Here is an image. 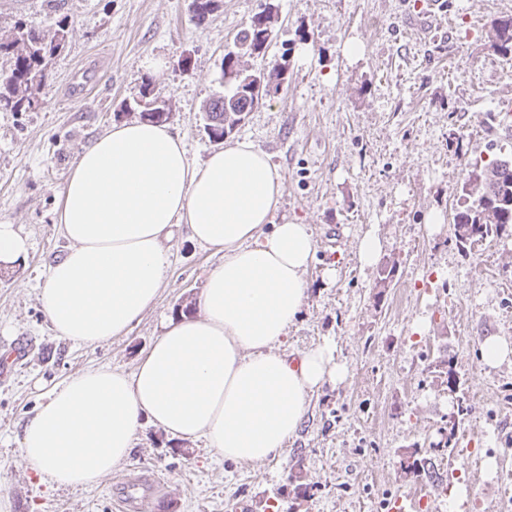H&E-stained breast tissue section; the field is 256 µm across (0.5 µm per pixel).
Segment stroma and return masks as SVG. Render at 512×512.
<instances>
[{"mask_svg": "<svg viewBox=\"0 0 512 512\" xmlns=\"http://www.w3.org/2000/svg\"><path fill=\"white\" fill-rule=\"evenodd\" d=\"M419 2L214 0L199 22L191 0H0V32L18 22L68 30L38 107L0 111V221L30 241L25 260L0 266V354L24 352L0 377L7 512H121L116 491L134 478L149 486L142 512H388L410 491L417 512H503L512 357L485 365L480 346L489 336L512 344V235L463 246L453 217L468 171L512 158L501 119L512 60L491 38L512 0H440L431 33L408 24ZM264 10L273 41L249 64L285 57L287 79L232 137L281 175L275 223L309 225L316 240L286 349L330 344L347 377L313 395L298 435L267 461L229 462L146 423L98 485H51L21 455L26 418L73 375L133 371L220 260L176 229L158 300L126 335L96 347L59 338L39 291L67 248L56 208L69 169L112 124L139 118L123 103L147 89L169 100L168 129L203 161L216 144L202 107L223 94L224 55ZM369 233L382 251L363 268ZM413 457L427 461L422 476L405 469Z\"/></svg>", "mask_w": 512, "mask_h": 512, "instance_id": "1", "label": "stroma"}]
</instances>
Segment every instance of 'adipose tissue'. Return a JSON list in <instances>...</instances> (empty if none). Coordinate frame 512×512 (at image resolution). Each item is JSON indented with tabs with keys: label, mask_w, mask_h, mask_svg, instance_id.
Instances as JSON below:
<instances>
[{
	"label": "adipose tissue",
	"mask_w": 512,
	"mask_h": 512,
	"mask_svg": "<svg viewBox=\"0 0 512 512\" xmlns=\"http://www.w3.org/2000/svg\"><path fill=\"white\" fill-rule=\"evenodd\" d=\"M282 189L251 142L196 164L150 122L112 126L78 156L57 210L68 247L39 296L57 336L95 346L126 334L159 295L176 227L222 259L198 315L168 324L133 372L74 375L26 419L22 455L49 482L97 484L145 419L224 459L266 461L297 435L311 395L345 378L328 348L284 349L316 244L309 225L274 223Z\"/></svg>",
	"instance_id": "ef3b65f1"
}]
</instances>
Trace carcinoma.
<instances>
[{"label": "carcinoma", "instance_id": "cac0c4a2", "mask_svg": "<svg viewBox=\"0 0 512 512\" xmlns=\"http://www.w3.org/2000/svg\"><path fill=\"white\" fill-rule=\"evenodd\" d=\"M274 19L261 12L251 24L238 33L241 49L224 54V95L205 106V130L210 139L222 142L244 121L248 112L259 104V98L246 90L240 73L249 69L247 57L261 53L265 34L273 31ZM495 46L506 56L512 54V17L496 19L491 24ZM67 30L58 24L48 38L38 28L18 23L7 33H0V56L12 59L10 71L0 77V110L26 112L40 102V91L50 79L48 64L66 43ZM464 222L454 225L461 245L469 241L500 236L512 227V162L496 161L468 172L462 186Z\"/></svg>", "mask_w": 512, "mask_h": 512}]
</instances>
